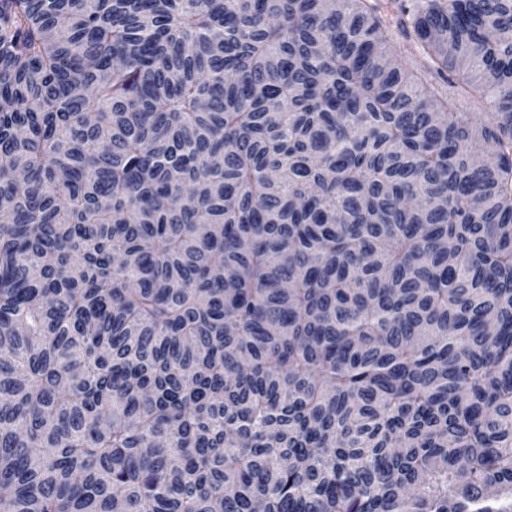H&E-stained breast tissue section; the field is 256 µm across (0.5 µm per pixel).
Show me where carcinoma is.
I'll list each match as a JSON object with an SVG mask.
<instances>
[{"mask_svg": "<svg viewBox=\"0 0 512 512\" xmlns=\"http://www.w3.org/2000/svg\"><path fill=\"white\" fill-rule=\"evenodd\" d=\"M218 509L512 512V0H0V512Z\"/></svg>", "mask_w": 512, "mask_h": 512, "instance_id": "cac0c4a2", "label": "carcinoma"}]
</instances>
